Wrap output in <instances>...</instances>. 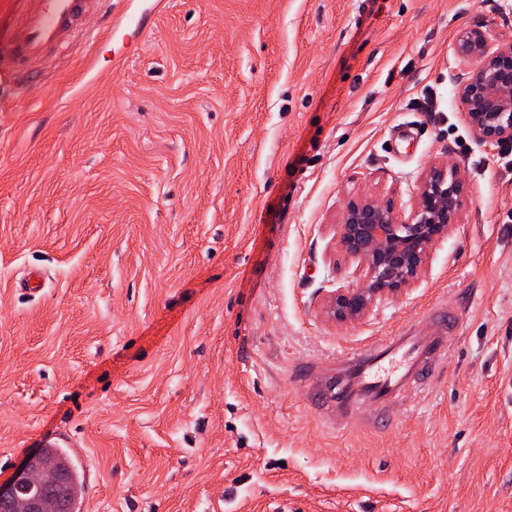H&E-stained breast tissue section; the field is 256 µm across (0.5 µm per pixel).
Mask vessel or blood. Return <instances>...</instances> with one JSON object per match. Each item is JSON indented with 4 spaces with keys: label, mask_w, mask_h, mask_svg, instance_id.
Masks as SVG:
<instances>
[{
    "label": "vessel or blood",
    "mask_w": 512,
    "mask_h": 512,
    "mask_svg": "<svg viewBox=\"0 0 512 512\" xmlns=\"http://www.w3.org/2000/svg\"><path fill=\"white\" fill-rule=\"evenodd\" d=\"M101 0H14L10 14L0 17V40L10 62L0 80L24 82L53 61L76 37L101 38ZM162 0L142 9L135 0H112L109 36L143 32L163 11ZM451 344L446 331L428 335L411 326L374 340L344 359L335 370L317 376L319 395L338 408L337 420H356L362 405L387 406L410 385L425 384L443 373L442 359Z\"/></svg>",
    "instance_id": "b4317fda"
}]
</instances>
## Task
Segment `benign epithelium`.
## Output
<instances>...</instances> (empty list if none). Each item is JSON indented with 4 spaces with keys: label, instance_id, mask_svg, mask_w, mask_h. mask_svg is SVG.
<instances>
[{
    "label": "benign epithelium",
    "instance_id": "benign-epithelium-1",
    "mask_svg": "<svg viewBox=\"0 0 512 512\" xmlns=\"http://www.w3.org/2000/svg\"><path fill=\"white\" fill-rule=\"evenodd\" d=\"M491 41L497 42L493 50ZM454 52L469 69L457 89L462 121L481 144H511L512 36L464 28L456 34ZM467 201L465 180L451 159L434 162L422 172L414 206L405 218L388 200L350 197L336 244L358 263V277L336 289L328 313L339 321L358 320L418 281L433 251L460 223ZM21 498L30 503V512H41L43 493L26 465L0 485V507Z\"/></svg>",
    "mask_w": 512,
    "mask_h": 512
}]
</instances>
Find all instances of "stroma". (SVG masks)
<instances>
[{
    "mask_svg": "<svg viewBox=\"0 0 512 512\" xmlns=\"http://www.w3.org/2000/svg\"><path fill=\"white\" fill-rule=\"evenodd\" d=\"M165 2L120 69L80 41L0 84V483L51 431L92 461L83 512H512V161L461 121L453 51L511 34L512 0ZM445 158L461 224L332 318L349 196L409 214ZM441 298L462 315L429 397L329 429L295 366L435 331Z\"/></svg>",
    "mask_w": 512,
    "mask_h": 512,
    "instance_id": "1",
    "label": "stroma"
}]
</instances>
